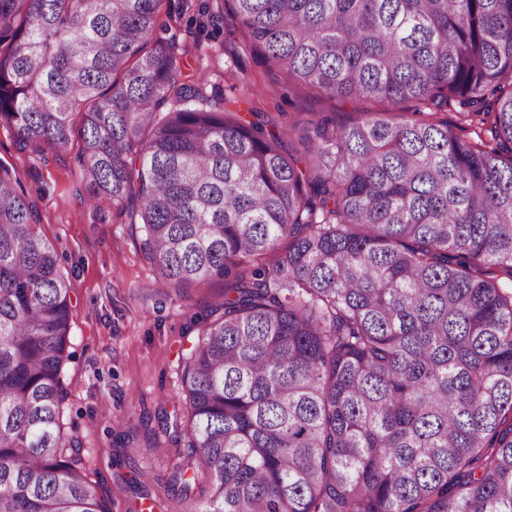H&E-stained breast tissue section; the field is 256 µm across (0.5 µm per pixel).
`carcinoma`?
I'll list each match as a JSON object with an SVG mask.
<instances>
[{"label": "carcinoma", "mask_w": 512, "mask_h": 512, "mask_svg": "<svg viewBox=\"0 0 512 512\" xmlns=\"http://www.w3.org/2000/svg\"><path fill=\"white\" fill-rule=\"evenodd\" d=\"M255 52L391 124L315 113L287 150L156 36L172 0H0V123L79 135L89 201L178 290L183 512H512V0H225ZM454 104L457 128L436 119ZM79 124H74V118ZM469 129L464 139L458 131ZM0 164V512H109L60 417L71 285Z\"/></svg>", "instance_id": "obj_1"}]
</instances>
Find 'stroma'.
I'll return each mask as SVG.
<instances>
[{
  "label": "stroma",
  "mask_w": 512,
  "mask_h": 512,
  "mask_svg": "<svg viewBox=\"0 0 512 512\" xmlns=\"http://www.w3.org/2000/svg\"><path fill=\"white\" fill-rule=\"evenodd\" d=\"M183 2L184 14L166 24L186 50L188 71L205 75L238 112L279 115L288 141L299 142L316 112L340 121L380 112L393 123L412 115L410 104H354L300 89L261 61L228 11L210 18L197 12L203 0ZM77 152L74 144L42 156L19 150L12 129L0 124V164L35 202L40 231L72 284L63 432L79 444L110 512H174L166 482L189 462L182 360L196 337L191 324L221 299L224 283L209 280L181 292L160 284L127 216L89 203ZM134 465L151 471L149 498L128 485Z\"/></svg>",
  "instance_id": "stroma-1"
}]
</instances>
